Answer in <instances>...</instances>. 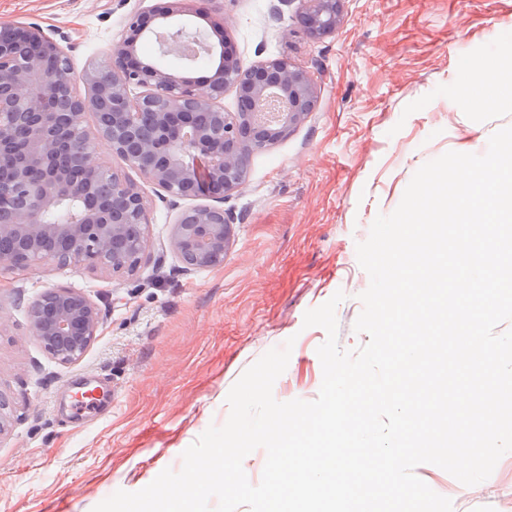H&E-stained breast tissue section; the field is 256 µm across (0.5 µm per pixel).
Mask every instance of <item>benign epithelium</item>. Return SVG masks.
<instances>
[{
    "mask_svg": "<svg viewBox=\"0 0 512 512\" xmlns=\"http://www.w3.org/2000/svg\"><path fill=\"white\" fill-rule=\"evenodd\" d=\"M283 2L297 3L308 37L336 32L342 0ZM188 12L189 0H170L157 29L144 13L130 14L109 56L79 74L41 28L0 23V271L139 273L148 203L135 183L99 162L101 143L171 197L216 199L183 208L168 246L186 272L224 265L233 216L220 203L245 183L252 154L314 110L320 88L311 71L285 58L243 65L228 39L215 44L177 20ZM149 34L160 51L144 61L138 44ZM172 54L189 65L207 59L213 75L201 83L176 75L163 62ZM229 90L232 112L224 110ZM86 112L92 131L81 121ZM101 322L98 307L68 287L47 289L29 310L31 335L63 364L83 357Z\"/></svg>",
    "mask_w": 512,
    "mask_h": 512,
    "instance_id": "1",
    "label": "benign epithelium"
}]
</instances>
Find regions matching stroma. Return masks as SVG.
<instances>
[{
	"label": "stroma",
	"instance_id": "35a3bbf8",
	"mask_svg": "<svg viewBox=\"0 0 512 512\" xmlns=\"http://www.w3.org/2000/svg\"><path fill=\"white\" fill-rule=\"evenodd\" d=\"M169 0H0V23L36 25L75 71L105 59L128 16ZM188 28L224 31L242 62L287 58L320 87L313 112L284 140L254 153L245 184L225 198L235 222L223 266L184 272L166 243L178 214L160 189L107 147L102 164L135 182L149 206L136 276L69 268L0 274V512H92L135 492L229 416L227 395L268 350L294 345L273 386L277 401L315 400L327 338L304 315L336 309L341 349L365 345L354 323L370 284L356 247L391 214L415 172L446 152L484 154L512 126V0H343L331 36L307 37L280 0H192ZM480 72L482 81L472 79ZM78 289L102 325L81 360L60 364L35 341L31 304L47 289ZM94 390V409L81 395ZM416 475L453 512H512V452L466 486L422 464Z\"/></svg>",
	"mask_w": 512,
	"mask_h": 512
}]
</instances>
